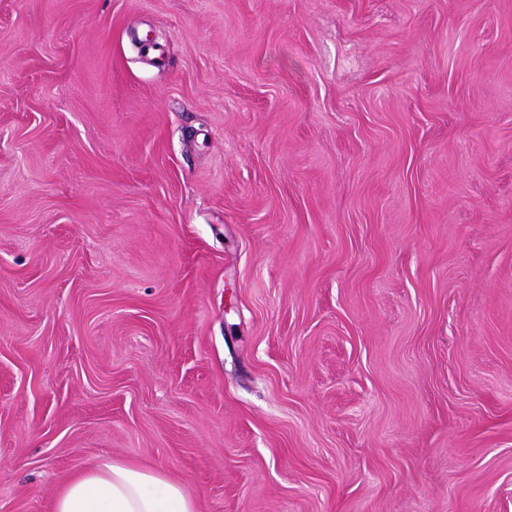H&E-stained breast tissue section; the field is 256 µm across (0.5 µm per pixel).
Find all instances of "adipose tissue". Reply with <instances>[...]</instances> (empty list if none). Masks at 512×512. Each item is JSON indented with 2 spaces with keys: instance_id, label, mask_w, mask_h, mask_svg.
Instances as JSON below:
<instances>
[{
  "instance_id": "1",
  "label": "adipose tissue",
  "mask_w": 512,
  "mask_h": 512,
  "mask_svg": "<svg viewBox=\"0 0 512 512\" xmlns=\"http://www.w3.org/2000/svg\"><path fill=\"white\" fill-rule=\"evenodd\" d=\"M53 512H197V501L154 466L106 458L68 483Z\"/></svg>"
}]
</instances>
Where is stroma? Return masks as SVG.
Here are the masks:
<instances>
[{"mask_svg":"<svg viewBox=\"0 0 512 512\" xmlns=\"http://www.w3.org/2000/svg\"><path fill=\"white\" fill-rule=\"evenodd\" d=\"M105 456L512 512V0H0V512Z\"/></svg>","mask_w":512,"mask_h":512,"instance_id":"obj_1","label":"stroma"}]
</instances>
